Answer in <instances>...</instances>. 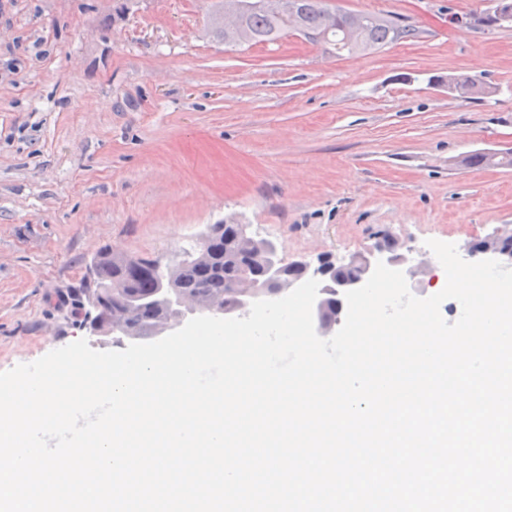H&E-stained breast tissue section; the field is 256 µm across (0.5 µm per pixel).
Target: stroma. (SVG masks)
<instances>
[{
  "label": "stroma",
  "instance_id": "1",
  "mask_svg": "<svg viewBox=\"0 0 512 512\" xmlns=\"http://www.w3.org/2000/svg\"><path fill=\"white\" fill-rule=\"evenodd\" d=\"M212 3L0 0V372L116 349L66 302L105 247L169 264L232 221L287 264L512 225V169L460 163L512 150V29L472 21L492 0H333L417 29L351 56L224 44Z\"/></svg>",
  "mask_w": 512,
  "mask_h": 512
}]
</instances>
